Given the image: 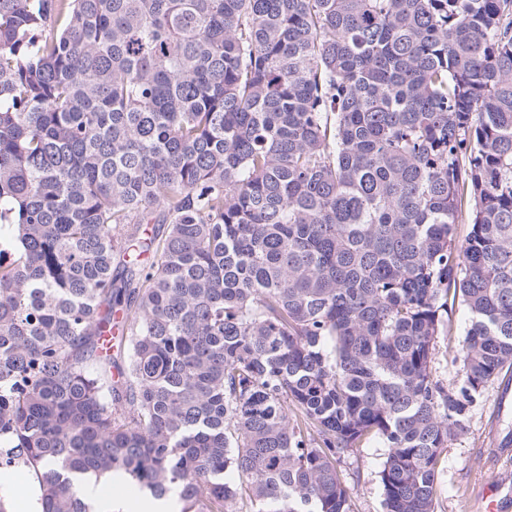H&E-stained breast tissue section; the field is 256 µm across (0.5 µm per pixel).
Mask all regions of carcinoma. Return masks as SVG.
<instances>
[{
    "label": "carcinoma",
    "mask_w": 512,
    "mask_h": 512,
    "mask_svg": "<svg viewBox=\"0 0 512 512\" xmlns=\"http://www.w3.org/2000/svg\"><path fill=\"white\" fill-rule=\"evenodd\" d=\"M505 370L512 0H0V468L41 512L112 472L354 512L372 437L384 512H437ZM363 446L342 464L341 469L355 504V512H382V497L377 475L386 448L378 439H373Z\"/></svg>",
    "instance_id": "carcinoma-1"
}]
</instances>
